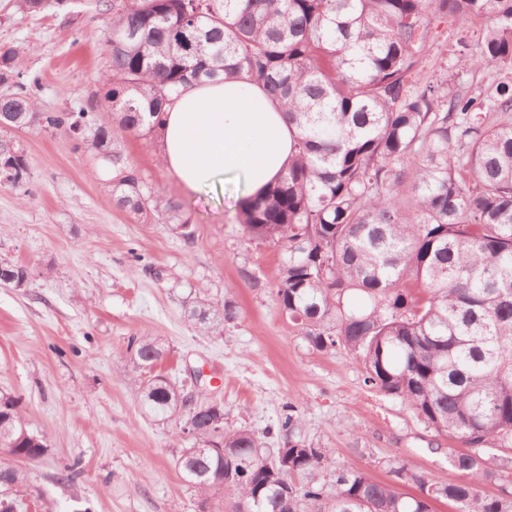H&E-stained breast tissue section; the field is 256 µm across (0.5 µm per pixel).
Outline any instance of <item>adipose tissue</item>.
<instances>
[{
	"mask_svg": "<svg viewBox=\"0 0 512 512\" xmlns=\"http://www.w3.org/2000/svg\"><path fill=\"white\" fill-rule=\"evenodd\" d=\"M294 135L284 108L262 87L216 80L188 88L164 112L159 162L183 191L234 173L253 195L283 174Z\"/></svg>",
	"mask_w": 512,
	"mask_h": 512,
	"instance_id": "adipose-tissue-1",
	"label": "adipose tissue"
}]
</instances>
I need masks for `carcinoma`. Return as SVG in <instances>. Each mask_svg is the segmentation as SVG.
<instances>
[{
	"instance_id": "1",
	"label": "carcinoma",
	"mask_w": 512,
	"mask_h": 512,
	"mask_svg": "<svg viewBox=\"0 0 512 512\" xmlns=\"http://www.w3.org/2000/svg\"><path fill=\"white\" fill-rule=\"evenodd\" d=\"M431 13L460 26L485 21L461 68L512 73V0H112L100 104L113 129L94 106L38 111L39 79L19 81V52L0 49V83L17 87L0 97V122L89 128L80 141L116 206L187 238L191 216L130 166L115 131L158 137L154 117L188 85H261L296 128L295 154L262 194L241 199L240 223L281 247L283 313L313 349H345L367 386L462 444L448 449L458 481L402 461L391 467L396 481H378L332 468L326 449L298 435L293 406L278 421L283 446L268 448L248 429L224 428L223 405L151 375L144 412L194 429L177 467L199 493V512H224L226 497L251 512H431L441 499L457 512H512V84L478 104L446 81L413 83ZM14 152L7 185L17 188L28 163ZM0 282L25 288L30 269L3 262ZM188 317L220 334L238 311L199 298ZM129 348L135 368L149 372L168 352L153 336ZM20 406L0 395V447L42 458L46 441ZM484 484L497 492L483 493ZM0 487L9 495L0 512L29 495L17 468H0Z\"/></svg>"
}]
</instances>
